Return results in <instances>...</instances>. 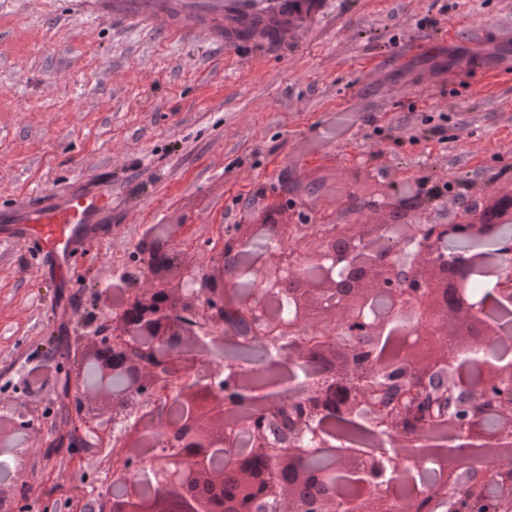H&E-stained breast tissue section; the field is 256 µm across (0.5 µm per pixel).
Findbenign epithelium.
Returning a JSON list of instances; mask_svg holds the SVG:
<instances>
[{
    "mask_svg": "<svg viewBox=\"0 0 512 512\" xmlns=\"http://www.w3.org/2000/svg\"><path fill=\"white\" fill-rule=\"evenodd\" d=\"M422 205V199L401 194L384 203L410 212ZM280 213L278 207L261 212L259 223L272 225L266 235L247 224L229 242L243 253L259 244L271 260L228 268L221 252L212 258L214 273L207 275L181 264L176 279L159 276L153 287L130 292L101 330L98 350L84 355L95 365L96 378L85 384L70 380L71 446H86L83 433L100 432L107 422L127 455L143 428L158 431L164 449L155 492L143 494L134 471L124 476L130 485L125 494L88 502L90 512H223L222 499L210 497L201 479L218 474L225 489L256 471L261 459L271 461L265 485L251 497L238 495L237 512H283L278 490L310 482L332 484L336 493L318 497L312 507L304 495L292 512H394L395 485L412 480L424 464L441 469L444 487L450 488L477 472L470 458L481 453L497 471L512 474V361L507 359L512 336L496 319L498 308L512 302V244L476 249L499 241L501 230L485 223L483 201L446 224H350L340 236L322 232L307 254L317 267L312 275L294 261L296 250L284 245ZM381 236L388 238L386 247L368 244ZM286 280L297 287H282ZM378 296L385 298L382 312L374 305ZM226 297L255 325L296 336L323 333L320 354L331 367L325 376L287 390L288 403L299 410L287 439L275 443L267 427L256 428L247 454L236 446L238 431L247 426L243 405L272 401L284 388H262L251 370L201 359L214 338L225 348L240 341L235 332L217 331ZM358 331L377 343L400 335L410 384L437 377L448 390L464 393L474 415L465 422L446 417L442 432L432 437L429 424L394 411L384 427L372 430L373 447L342 442L332 429L336 419L359 425L378 415L374 401L358 387L360 363L346 356L348 336ZM276 352L298 364L309 346L291 341L276 345ZM117 378L133 391L174 389L189 417L157 423L160 416L143 411L139 395L126 400L116 393ZM92 393L109 399L108 420L90 406ZM310 453L333 456L335 469L306 471L299 459Z\"/></svg>",
    "mask_w": 512,
    "mask_h": 512,
    "instance_id": "7a95c632",
    "label": "benign epithelium"
}]
</instances>
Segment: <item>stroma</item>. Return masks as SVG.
<instances>
[{"instance_id": "35a3bbf8", "label": "stroma", "mask_w": 512, "mask_h": 512, "mask_svg": "<svg viewBox=\"0 0 512 512\" xmlns=\"http://www.w3.org/2000/svg\"><path fill=\"white\" fill-rule=\"evenodd\" d=\"M276 50L216 47L161 24L0 0V204L94 175L112 221L73 247L68 282L0 236V416L25 436L28 482L5 505L79 512L114 495L111 447L45 450L66 430L58 353L107 323L100 301L150 287L154 228L200 272L239 225L278 205L308 225L388 220L378 203L423 184L445 222L512 190V0H326ZM445 129L443 136L432 126Z\"/></svg>"}]
</instances>
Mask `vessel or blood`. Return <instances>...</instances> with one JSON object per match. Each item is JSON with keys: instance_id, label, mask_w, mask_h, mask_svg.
Segmentation results:
<instances>
[{"instance_id": "obj_1", "label": "vessel or blood", "mask_w": 512, "mask_h": 512, "mask_svg": "<svg viewBox=\"0 0 512 512\" xmlns=\"http://www.w3.org/2000/svg\"><path fill=\"white\" fill-rule=\"evenodd\" d=\"M78 9L106 19L134 24L160 23L181 34H197L216 45L237 41L242 25L253 26V39L265 40L274 27L275 41L293 38L316 20L321 0H74ZM107 183L91 179L51 194L0 206V234L37 245L44 268L64 275L77 237L95 240L104 214Z\"/></svg>"}]
</instances>
